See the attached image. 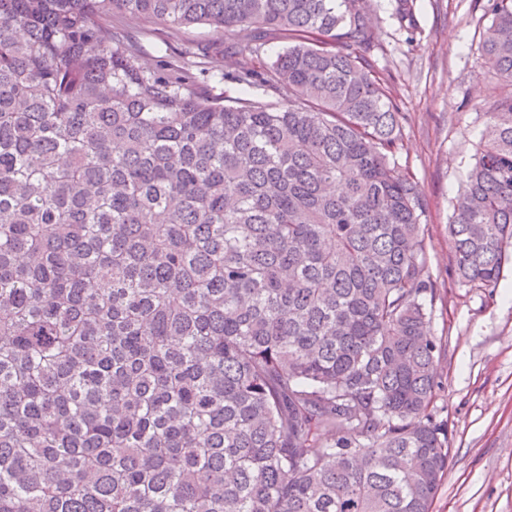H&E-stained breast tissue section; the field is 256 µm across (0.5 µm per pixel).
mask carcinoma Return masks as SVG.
Wrapping results in <instances>:
<instances>
[{"label":"carcinoma","instance_id":"cac0c4a2","mask_svg":"<svg viewBox=\"0 0 512 512\" xmlns=\"http://www.w3.org/2000/svg\"><path fill=\"white\" fill-rule=\"evenodd\" d=\"M486 11L509 91L448 242L491 289L512 0ZM122 15L242 36L151 71ZM395 15L414 34V0ZM375 47L368 0H0V512H431L450 448L426 204ZM215 55L288 102L210 96Z\"/></svg>","mask_w":512,"mask_h":512}]
</instances>
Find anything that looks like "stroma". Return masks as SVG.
Instances as JSON below:
<instances>
[{"label": "stroma", "instance_id": "obj_1", "mask_svg": "<svg viewBox=\"0 0 512 512\" xmlns=\"http://www.w3.org/2000/svg\"><path fill=\"white\" fill-rule=\"evenodd\" d=\"M484 0H417L418 31L408 37L393 18L394 0H369L377 48L375 70L405 116L407 167L426 203L423 219L436 283L431 327L442 342L440 388L431 407L448 426V470L432 512H512V264L495 291L462 285L451 272L448 224L473 166L487 113L507 92L485 63L480 38L489 26ZM141 61L187 47L235 44L237 31L207 25L177 31L123 16Z\"/></svg>", "mask_w": 512, "mask_h": 512}]
</instances>
